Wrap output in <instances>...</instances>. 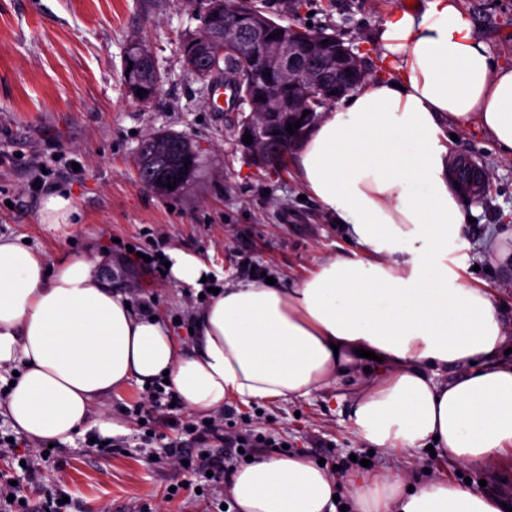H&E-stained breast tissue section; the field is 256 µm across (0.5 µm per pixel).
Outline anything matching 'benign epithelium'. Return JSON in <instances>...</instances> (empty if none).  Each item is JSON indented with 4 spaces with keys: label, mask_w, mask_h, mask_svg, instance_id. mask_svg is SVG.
Returning a JSON list of instances; mask_svg holds the SVG:
<instances>
[{
    "label": "benign epithelium",
    "mask_w": 512,
    "mask_h": 512,
    "mask_svg": "<svg viewBox=\"0 0 512 512\" xmlns=\"http://www.w3.org/2000/svg\"><path fill=\"white\" fill-rule=\"evenodd\" d=\"M238 25L230 31L232 37L251 45L262 58L263 68L270 75H282L300 70L299 61L308 48L322 45V40L312 39L308 44L298 42L285 26H272L261 16L237 15ZM277 37H271V34ZM365 73L361 58L344 47L324 57L321 68L308 71L307 79L296 84V93L286 99L273 97L258 89L250 88L244 93L252 112L243 121L239 139L249 134L252 142L243 146L252 161L262 166L269 155L279 148L277 134L296 123L302 117L297 112L305 99L334 101L347 91L338 79L341 74L361 76Z\"/></svg>",
    "instance_id": "7a95c632"
}]
</instances>
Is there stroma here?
I'll list each match as a JSON object with an SVG mask.
<instances>
[{"instance_id":"stroma-1","label":"stroma","mask_w":512,"mask_h":512,"mask_svg":"<svg viewBox=\"0 0 512 512\" xmlns=\"http://www.w3.org/2000/svg\"><path fill=\"white\" fill-rule=\"evenodd\" d=\"M285 2L257 5L278 23L339 34L372 70L376 57L367 44L384 12L402 0H308L297 13ZM462 5L493 58L511 63L512 0ZM199 26L187 0H0V235L29 240L51 261L86 252L102 256L113 286L134 308L160 315L186 350L200 344L191 331L200 306L190 287L131 269L120 246L144 247L153 236L165 253L204 262L226 281L248 282L263 272L283 288L353 249L322 205L304 197L293 167L275 174L253 164L238 142L248 105L211 109L209 82L190 72L181 54ZM137 40L153 55L160 76L159 92L147 104L129 96L122 77ZM153 133L187 136L202 151L197 177L179 194L159 195L138 180V150ZM456 135L452 156L471 158L490 181L481 199L468 201L471 222L448 263L467 284L492 294L512 336V268L499 256L512 250V158L501 156L477 125ZM50 155L58 158L52 186L66 189L80 211L78 223L58 230L39 223L41 197L27 188L35 175L32 161ZM143 391L131 380L97 404L79 434L22 482L30 503H41L50 487L71 497L68 512H205L192 491L165 497L167 486L182 478L166 449L198 451L181 430L193 412L178 404L145 438L129 415ZM353 396L352 388L332 387L262 405L232 398L224 403V427L286 439L291 453L324 460L344 488L366 473L397 471L454 482L466 476L471 487L512 496V455L477 470L424 448L370 453L348 419ZM103 420L113 423L108 456L93 443Z\"/></svg>"}]
</instances>
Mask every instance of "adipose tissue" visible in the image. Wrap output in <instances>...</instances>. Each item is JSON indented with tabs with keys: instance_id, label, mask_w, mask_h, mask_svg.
Instances as JSON below:
<instances>
[{
	"instance_id": "adipose-tissue-1",
	"label": "adipose tissue",
	"mask_w": 512,
	"mask_h": 512,
	"mask_svg": "<svg viewBox=\"0 0 512 512\" xmlns=\"http://www.w3.org/2000/svg\"><path fill=\"white\" fill-rule=\"evenodd\" d=\"M373 41L377 75L324 113L294 156L301 184L359 256L327 259L291 288L225 284L198 319L199 349L128 308L100 257L53 266L0 238V366H20L5 400L17 433L67 442L112 390L164 375L199 414L228 398L351 384L349 419L373 450L431 445L473 468L512 452L503 320L487 291L448 266L467 212L444 130L477 124L512 156V65L489 55L460 0L390 9ZM340 492L326 468L294 454L237 469L231 487L237 512H336ZM349 497L352 512H501L496 498L445 479L365 475Z\"/></svg>"
}]
</instances>
